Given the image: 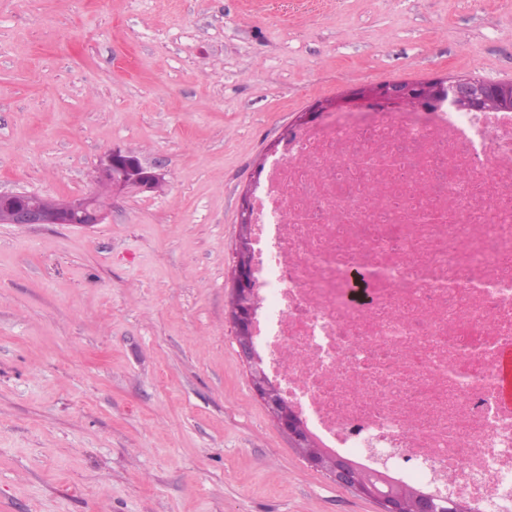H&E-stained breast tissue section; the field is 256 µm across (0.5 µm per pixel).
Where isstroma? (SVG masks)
Here are the masks:
<instances>
[{"instance_id": "1", "label": "stroma", "mask_w": 512, "mask_h": 512, "mask_svg": "<svg viewBox=\"0 0 512 512\" xmlns=\"http://www.w3.org/2000/svg\"><path fill=\"white\" fill-rule=\"evenodd\" d=\"M512 82V0H0V191L161 190L0 224V512H379L256 398L228 320L245 191L300 112L370 84ZM95 181L100 189L105 190V194H89L54 202L43 195L32 194L38 201L53 202L52 206L33 202L25 192H1L0 224H68L82 227L103 224L108 217L104 197H112V192L154 191L156 184L163 181V176L158 171V165L145 163L135 153L114 147L100 160Z\"/></svg>"}]
</instances>
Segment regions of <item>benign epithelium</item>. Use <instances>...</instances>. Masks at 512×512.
Wrapping results in <instances>:
<instances>
[{
	"instance_id": "obj_1",
	"label": "benign epithelium",
	"mask_w": 512,
	"mask_h": 512,
	"mask_svg": "<svg viewBox=\"0 0 512 512\" xmlns=\"http://www.w3.org/2000/svg\"><path fill=\"white\" fill-rule=\"evenodd\" d=\"M436 90L443 98L463 101L471 109L481 110V103L489 93L500 100L512 102V83H481L463 77L436 78ZM420 84L417 81L398 80L356 88L336 99L332 105L318 104L300 115L296 124L315 120L322 112H347L354 108L375 106L384 112L407 111L420 99ZM95 181L105 190V195L134 190L151 192L163 181L158 165L144 162L135 153L114 147L101 160L96 170ZM103 195V196H105ZM103 196L83 195L56 200L51 206H42L32 201L25 192L0 193V224L31 226L36 224H68L91 227L103 224L108 212ZM252 208L250 195L242 198L240 206V231L236 246V261L233 269V298L229 320L234 331L237 351L243 364L256 373L253 382L254 394L288 434L293 444L310 437L296 406L281 391L279 385L263 373V356L257 348L256 324L258 309L251 298L258 288L254 276V261L251 250ZM310 467L324 471L343 488L360 497L379 503L381 512H404L400 488L381 471L365 472L344 457H324L309 461Z\"/></svg>"
}]
</instances>
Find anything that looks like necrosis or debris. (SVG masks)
Returning <instances> with one entry per match:
<instances>
[{"mask_svg": "<svg viewBox=\"0 0 512 512\" xmlns=\"http://www.w3.org/2000/svg\"><path fill=\"white\" fill-rule=\"evenodd\" d=\"M258 343L320 447L512 512V110L294 128L253 193ZM501 398L506 405H512V348H506L500 356Z\"/></svg>", "mask_w": 512, "mask_h": 512, "instance_id": "necrosis-or-debris-1", "label": "necrosis or debris"}]
</instances>
